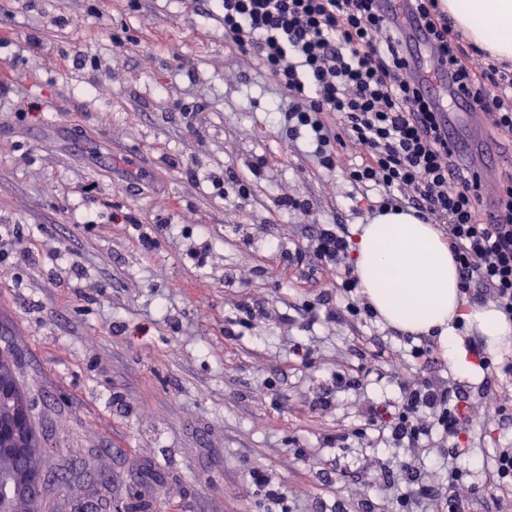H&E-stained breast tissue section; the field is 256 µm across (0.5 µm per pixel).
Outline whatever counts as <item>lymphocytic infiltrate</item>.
Segmentation results:
<instances>
[{
  "instance_id": "1",
  "label": "lymphocytic infiltrate",
  "mask_w": 512,
  "mask_h": 512,
  "mask_svg": "<svg viewBox=\"0 0 512 512\" xmlns=\"http://www.w3.org/2000/svg\"><path fill=\"white\" fill-rule=\"evenodd\" d=\"M377 2L222 0L224 39L272 77L287 103L290 136H304L326 168L333 167L336 148L356 149L360 161L347 168V181L376 194V211L400 207L443 221L462 292L491 300L512 318V185L498 189L496 211L483 219L481 177L460 167L432 101L408 74L403 32ZM411 2L438 62L453 70L458 95L492 126L512 132V76L497 69L487 76L470 66L439 0ZM305 249L319 264L342 271L343 293L356 290L351 238L342 225H314ZM403 393L397 416L375 424L378 439L426 453L429 435L440 429L448 441V487L457 488L464 475L457 461L472 451L462 436L461 396L420 377L404 384ZM391 480L406 488L391 512H444L447 497L415 459H399Z\"/></svg>"
}]
</instances>
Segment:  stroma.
Wrapping results in <instances>:
<instances>
[{"label":"stroma","instance_id":"35a3bbf8","mask_svg":"<svg viewBox=\"0 0 512 512\" xmlns=\"http://www.w3.org/2000/svg\"><path fill=\"white\" fill-rule=\"evenodd\" d=\"M0 74V352L64 512H386L405 451L351 431L423 375L486 429L457 512H512L482 484L512 441L492 419L512 384L413 359L425 337L380 318L331 321L335 270L299 262L311 225L371 222L343 178L356 152L322 168L276 123L274 82L227 47L218 0H0ZM345 367L360 375L340 387Z\"/></svg>","mask_w":512,"mask_h":512}]
</instances>
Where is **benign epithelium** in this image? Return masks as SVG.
<instances>
[{"label": "benign epithelium", "instance_id": "7a95c632", "mask_svg": "<svg viewBox=\"0 0 512 512\" xmlns=\"http://www.w3.org/2000/svg\"><path fill=\"white\" fill-rule=\"evenodd\" d=\"M41 454L30 426V407L13 373V361L0 359V458L17 465L0 476V512H14L19 502L38 507L44 474L32 460Z\"/></svg>", "mask_w": 512, "mask_h": 512}]
</instances>
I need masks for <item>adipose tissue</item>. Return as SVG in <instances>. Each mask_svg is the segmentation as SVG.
<instances>
[{
	"mask_svg": "<svg viewBox=\"0 0 512 512\" xmlns=\"http://www.w3.org/2000/svg\"><path fill=\"white\" fill-rule=\"evenodd\" d=\"M457 28L490 58L512 61V0H442ZM356 273L373 309L409 333H437L455 357L452 321L464 305L455 262L433 225L396 208L375 216L357 238Z\"/></svg>",
	"mask_w": 512,
	"mask_h": 512,
	"instance_id": "adipose-tissue-1",
	"label": "adipose tissue"
}]
</instances>
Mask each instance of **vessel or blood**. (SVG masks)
<instances>
[{"label": "vessel or blood", "mask_w": 512, "mask_h": 512, "mask_svg": "<svg viewBox=\"0 0 512 512\" xmlns=\"http://www.w3.org/2000/svg\"><path fill=\"white\" fill-rule=\"evenodd\" d=\"M380 5L407 35L411 47L409 74L423 84L441 112L448 136L455 141L463 161L491 170L499 149L496 140L487 132L485 115L472 111L464 99L453 98L454 76L437 62L430 36L410 11L407 0H381Z\"/></svg>", "instance_id": "obj_1"}]
</instances>
